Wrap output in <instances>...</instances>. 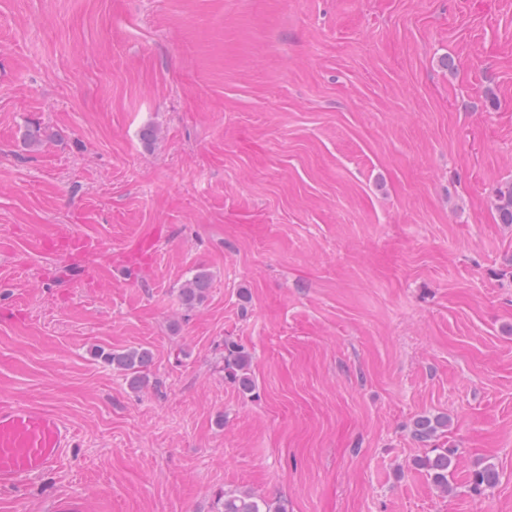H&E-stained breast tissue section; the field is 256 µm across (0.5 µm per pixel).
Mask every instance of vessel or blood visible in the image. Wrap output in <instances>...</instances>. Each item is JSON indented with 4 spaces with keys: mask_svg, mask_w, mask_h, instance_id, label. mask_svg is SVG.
<instances>
[{
    "mask_svg": "<svg viewBox=\"0 0 512 512\" xmlns=\"http://www.w3.org/2000/svg\"><path fill=\"white\" fill-rule=\"evenodd\" d=\"M59 252L81 254L95 240L73 232L57 235ZM70 426L54 412L16 399L0 400V493L16 492L41 474L56 468L70 446Z\"/></svg>",
    "mask_w": 512,
    "mask_h": 512,
    "instance_id": "1",
    "label": "vessel or blood"
}]
</instances>
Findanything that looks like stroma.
I'll use <instances>...</instances> for the list:
<instances>
[{"label":"stroma","mask_w":512,"mask_h":512,"mask_svg":"<svg viewBox=\"0 0 512 512\" xmlns=\"http://www.w3.org/2000/svg\"><path fill=\"white\" fill-rule=\"evenodd\" d=\"M508 181L512 0H0V399L76 431L0 512H512ZM494 208L502 224H512V182L496 190ZM55 240L58 242V252L67 255L69 258L73 254L85 253L96 247L95 240L73 232L61 233L55 236ZM210 284V276L205 271L196 272L191 279L179 290L181 304L192 309L201 304L207 294ZM252 363L251 353L233 340L224 342V380L236 385L244 393H252L255 384L249 370ZM100 357L113 368L129 372L131 374L130 384L140 387L143 383L141 371L151 362V353L146 349L129 350L123 352H102ZM414 435L421 441H430L447 430L448 419L444 416H422L413 425ZM436 452L433 458L419 461V465L427 470L433 483L443 492H448L449 480L453 474V461L457 453L454 448H435ZM216 505V512H271L265 501L248 491H222Z\"/></svg>","instance_id":"1"}]
</instances>
